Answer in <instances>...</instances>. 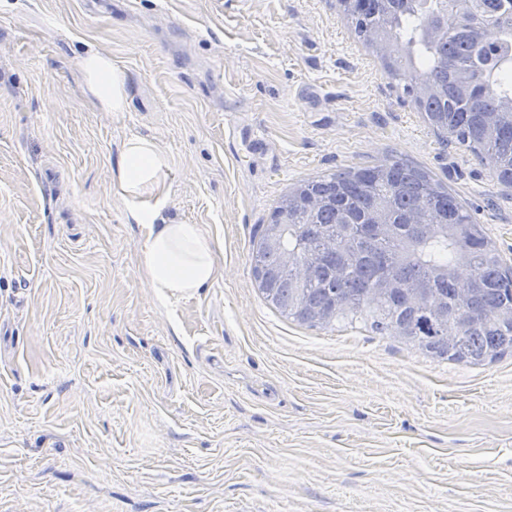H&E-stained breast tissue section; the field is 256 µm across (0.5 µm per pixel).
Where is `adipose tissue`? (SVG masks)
Masks as SVG:
<instances>
[{"mask_svg": "<svg viewBox=\"0 0 512 512\" xmlns=\"http://www.w3.org/2000/svg\"><path fill=\"white\" fill-rule=\"evenodd\" d=\"M80 67L88 93L106 112L127 111L129 76L109 54L92 51ZM113 191L126 204L128 218L151 227L142 251V266L159 304L194 294L218 277L217 243L198 224H160L162 187L171 170L169 155L152 140L128 136L115 163Z\"/></svg>", "mask_w": 512, "mask_h": 512, "instance_id": "1", "label": "adipose tissue"}]
</instances>
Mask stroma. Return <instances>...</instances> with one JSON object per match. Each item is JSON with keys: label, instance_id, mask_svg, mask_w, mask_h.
Wrapping results in <instances>:
<instances>
[{"label": "stroma", "instance_id": "obj_1", "mask_svg": "<svg viewBox=\"0 0 512 512\" xmlns=\"http://www.w3.org/2000/svg\"><path fill=\"white\" fill-rule=\"evenodd\" d=\"M90 49L128 111L95 106ZM132 134L172 158L160 220L220 245L165 306L112 190ZM387 157L512 266V186L438 140L336 0H0V512H512V356L309 328L257 290L280 197ZM87 92L95 105L105 112H125L129 108V76L112 63L110 54L92 51L81 58Z\"/></svg>", "mask_w": 512, "mask_h": 512}]
</instances>
